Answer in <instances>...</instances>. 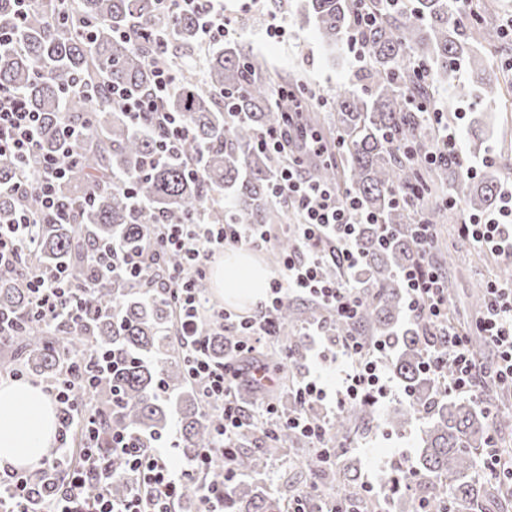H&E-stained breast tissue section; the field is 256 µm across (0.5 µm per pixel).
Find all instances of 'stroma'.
<instances>
[{"instance_id": "obj_1", "label": "stroma", "mask_w": 512, "mask_h": 512, "mask_svg": "<svg viewBox=\"0 0 512 512\" xmlns=\"http://www.w3.org/2000/svg\"><path fill=\"white\" fill-rule=\"evenodd\" d=\"M270 11L243 13V23L238 36L249 50L264 57L276 83H289L302 95L320 101L318 117L323 120V134L327 140H334L335 134L327 127L333 93L339 88L362 89L365 86L359 74L361 63L354 60L348 48L329 52L322 46L313 28H299L288 23L284 33L269 38L267 27ZM438 112H451L453 121L460 130L461 144H469L472 129H479L485 140L484 155L469 156L468 163L476 167L478 175L489 170L512 164V92H504L496 104L490 105L475 97L457 98L453 87L441 86L435 96ZM435 244L430 259L447 279L452 281L448 315L463 329H472L480 313L471 305L474 294L490 281L501 278V270L507 259L480 248L477 244L460 235L456 223L438 224L434 227ZM311 323L301 319L294 327L297 336H310ZM311 349L298 377L306 379L313 375L325 378L331 390L322 404L315 406L317 416L334 420L336 407L335 390L341 381V366L336 361L335 342L324 336H310ZM406 404L403 391L377 399L371 419L352 426L347 437L341 438L336 463L344 465L348 458L359 461L360 475L352 487L353 494L362 496L365 502L376 505L380 512H386L392 500L389 487L391 464L398 459L411 461L416 456L422 428L428 418L420 416L405 433L390 431L384 422L385 413ZM295 449H284L282 455L272 462L266 473L256 476L255 481L268 492L292 500L309 485L311 478L296 464Z\"/></svg>"}]
</instances>
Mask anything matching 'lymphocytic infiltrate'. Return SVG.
<instances>
[{
	"label": "lymphocytic infiltrate",
	"mask_w": 512,
	"mask_h": 512,
	"mask_svg": "<svg viewBox=\"0 0 512 512\" xmlns=\"http://www.w3.org/2000/svg\"><path fill=\"white\" fill-rule=\"evenodd\" d=\"M154 8L169 19L183 14L194 16L199 42L205 47L232 38L240 27L239 16L226 12L223 0H154ZM169 35L166 29L158 35L160 55L153 61V89L133 97L116 88L112 91V101L131 120L155 117L163 128L164 149L172 152L190 137L191 131L179 113L164 107L165 97L177 86V76L162 56ZM40 124V113L29 111L14 94L0 89V157L33 163L41 174L36 197L28 196L23 183L14 182L7 187L9 193L18 197L21 208L14 225L0 227V266L16 263L20 247L33 242V226L43 215L68 207L59 197L57 185L75 158L74 145L78 138L71 127H63L62 153L39 155ZM329 151L320 134L307 135L304 154L279 168L271 196L276 200L289 199L295 208L297 246L283 257L280 274L271 281L270 292L257 315L236 322L229 312L222 310L216 314L219 326L239 323L245 341L256 344L277 336L276 314L291 294L311 298L337 318L351 320L358 314L362 293L349 274L364 261L358 245L361 210L354 196L338 197L335 186L311 182L302 174L307 159H327ZM460 232L476 243L492 245L495 251L512 256V223L485 222L472 216L461 224ZM157 237L163 252L182 255L199 273L215 254L224 250L262 247L269 239V232L261 224H211L199 217L188 224L158 225ZM414 238L417 257L399 270L398 277L410 316L425 322L442 340L441 347L426 353L422 361L424 372L438 377L451 394H477L482 377L488 375L512 387V285L490 281L484 288L486 308L476 330L487 338L496 356L486 369L471 358L467 335L448 325V292L440 270L429 259L433 243L431 225H415ZM328 260L344 270V277L328 280L322 276L321 267ZM185 269L169 270L167 292L177 313V330L191 347V375L201 384L208 403L223 413L218 431L221 449H205L193 466L180 468L174 465L166 447L142 448L124 434L114 433L112 451L124 460L121 475L128 484L127 495L117 499L108 486V471L91 445L83 450L82 469L69 474L64 486H57L56 474L63 463V451L57 448L43 458L37 469H0V512H74L73 503L86 479L91 477L102 485L92 512H176L175 503L186 484L201 471L212 475L211 480L199 487L203 512H224V499L239 476L229 443L246 424L241 407L235 403L241 373L232 367L213 365L196 348L197 322L209 305L198 297ZM25 281L31 310L41 321L49 325L62 319L74 325L80 323L81 298L63 272L32 269L26 271ZM340 342L349 370L338 405L390 395L389 381L378 368L386 353L385 342H370L359 336H344ZM447 362L453 364V373L443 372L442 366ZM88 385V379L73 369L60 381L51 383L49 392L60 413V437H67L71 428L77 427L85 439H94L97 433L94 406L87 400L77 401L75 396L77 389ZM326 396L320 378L313 377L295 388L293 413L280 414L270 403L264 404L263 413L268 430L285 427L297 431L325 465L332 467L336 464V450L328 428L325 422L308 413L313 403L325 400Z\"/></svg>",
	"instance_id": "obj_1"
}]
</instances>
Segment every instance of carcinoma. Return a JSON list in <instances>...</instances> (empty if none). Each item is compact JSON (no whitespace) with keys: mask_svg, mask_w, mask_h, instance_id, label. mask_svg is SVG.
Segmentation results:
<instances>
[{"mask_svg":"<svg viewBox=\"0 0 512 512\" xmlns=\"http://www.w3.org/2000/svg\"><path fill=\"white\" fill-rule=\"evenodd\" d=\"M365 8L377 23L366 32V93L347 89L336 94L333 112L344 165L339 169L318 162L307 169L313 181L348 184L363 210L392 225L389 242L380 245L379 226L363 224L359 245L365 254L356 286L365 304L352 322L329 321L331 335H359L388 339L398 352L389 371L407 387L406 406L386 416L388 427L403 433L424 412L430 421L413 463L394 467V486H421L447 480L437 491L418 495L417 512H509L512 487L478 468L492 432L507 429L512 417L491 416L470 402L450 398L432 389L420 364L437 337L404 316L403 294L397 270L416 257L410 225L422 216L429 224L455 214L438 200L451 196L467 209L490 212L500 205V177L491 172L476 181L466 174L464 161L455 156L430 162L436 152V133L417 103H432L436 83L452 77L454 65L467 61L476 82L456 87L459 96L474 93L496 101L500 80L473 54L474 36L493 50L502 32L493 22L495 0H470L469 8L486 19L478 34L453 19L452 0H366ZM356 20L353 0H308L300 13V26H313L325 47L334 51ZM132 25L131 40L119 31ZM162 22L151 0H35L24 22L17 19L15 0H0V89L14 92L25 108L41 113L38 150L56 154L60 129L73 126L83 132V145L69 166L59 193L72 205L70 217L60 224L45 215L36 226V242L22 253L20 262L0 268V309L15 319L12 335L0 340L6 350L3 368L26 376L56 380L66 368L78 364L93 370L96 351H109L120 363L98 376L94 387L79 390L77 399L90 400L98 410L96 452L109 471L123 469L112 455V433L122 432L141 446H152L169 432L179 430L175 450L192 462L202 448L218 447L215 428L219 412L210 408L200 385L188 374L190 353L177 336L175 316L168 297L158 289L165 269L181 265L173 254L159 255L150 241L151 224H185L191 216L205 215L209 222L280 224L294 219L289 204L271 199L270 188L279 160L257 147L263 129L285 127L283 114L298 102L290 88L277 100L271 72L265 61L244 51L238 43L213 47L204 59L202 74L194 66H180V84L166 96V107L185 116L193 130L180 152L158 164L136 169L159 151L160 129L134 123L112 106L111 90L145 93L153 87L152 59ZM175 47L192 51L198 41L196 22L183 15L174 22ZM431 78L415 74L417 62ZM82 78L94 88L91 98L70 93L71 79ZM199 163L202 177L188 176ZM27 179L35 195L40 175L33 167L0 158V183ZM228 195L234 202L229 216L214 206V198ZM416 200L410 210L395 203L396 195ZM18 200L0 194V225L10 222ZM117 244L129 255L143 253L149 264L144 276L132 277L97 264L95 253ZM56 267L65 271L80 291L87 312L84 324L74 330L62 321L51 327L30 313L23 268ZM322 316L318 307L294 301L278 312L279 335L292 353L264 355L260 361L288 376L306 359L298 338L288 339L290 327L302 315ZM197 334L215 363L235 362L237 336H224L211 322L198 323ZM373 415L365 401L336 415L332 436L347 433L351 423ZM258 424L242 430L232 441L242 465L260 471L279 451V445L297 437L285 428L264 435L256 448ZM298 463L313 478L329 474L312 450ZM178 509H198L197 483L183 491ZM289 504L245 480H237L233 494L224 499V512H288Z\"/></svg>","mask_w":512,"mask_h":512,"instance_id":"carcinoma-1","label":"carcinoma"}]
</instances>
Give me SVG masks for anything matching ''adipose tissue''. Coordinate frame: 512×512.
<instances>
[{
  "mask_svg": "<svg viewBox=\"0 0 512 512\" xmlns=\"http://www.w3.org/2000/svg\"><path fill=\"white\" fill-rule=\"evenodd\" d=\"M269 271L249 251H225L213 282L225 303L250 307L267 291ZM58 418L41 386L0 380V466L33 469L55 448Z\"/></svg>",
  "mask_w": 512,
  "mask_h": 512,
  "instance_id": "1",
  "label": "adipose tissue"
}]
</instances>
